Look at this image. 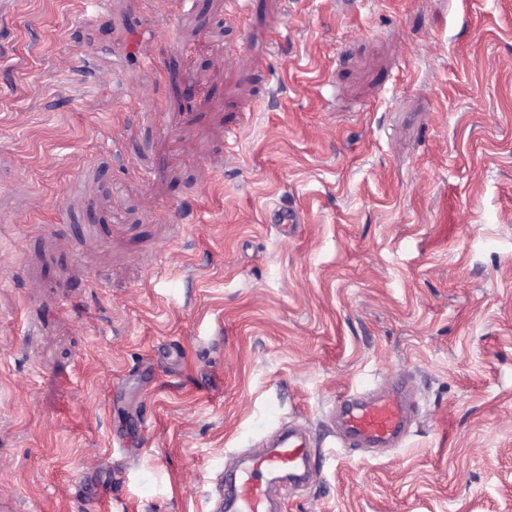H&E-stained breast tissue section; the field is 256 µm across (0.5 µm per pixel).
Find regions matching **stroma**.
<instances>
[{"label": "stroma", "mask_w": 512, "mask_h": 512, "mask_svg": "<svg viewBox=\"0 0 512 512\" xmlns=\"http://www.w3.org/2000/svg\"><path fill=\"white\" fill-rule=\"evenodd\" d=\"M225 2L0 0V512H219L288 423L282 512H512V0ZM336 412L338 448L395 446L410 431L411 407L403 380L383 392H347L337 398Z\"/></svg>", "instance_id": "1"}]
</instances>
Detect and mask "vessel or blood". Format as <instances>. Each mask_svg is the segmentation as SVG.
Here are the masks:
<instances>
[{
  "label": "vessel or blood",
  "instance_id": "1",
  "mask_svg": "<svg viewBox=\"0 0 512 512\" xmlns=\"http://www.w3.org/2000/svg\"><path fill=\"white\" fill-rule=\"evenodd\" d=\"M339 447L395 446L408 436L411 407L405 381L382 392L350 391L336 400ZM309 435L292 426L273 447L243 454L224 481L226 512H273L272 488L282 478L301 484L302 470L311 463Z\"/></svg>",
  "mask_w": 512,
  "mask_h": 512
}]
</instances>
